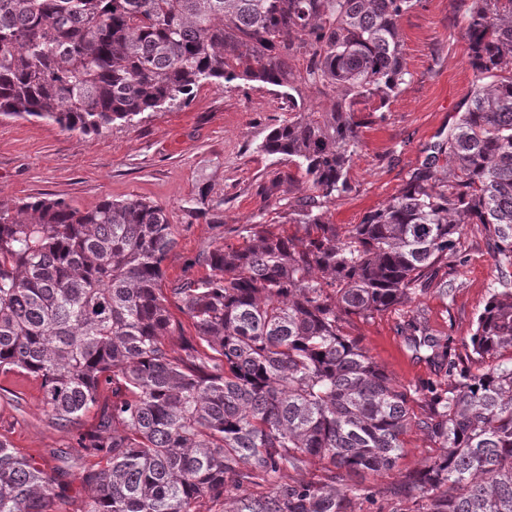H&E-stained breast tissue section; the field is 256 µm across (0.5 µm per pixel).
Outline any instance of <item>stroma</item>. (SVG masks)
I'll list each match as a JSON object with an SVG mask.
<instances>
[{"label":"stroma","mask_w":512,"mask_h":512,"mask_svg":"<svg viewBox=\"0 0 512 512\" xmlns=\"http://www.w3.org/2000/svg\"><path fill=\"white\" fill-rule=\"evenodd\" d=\"M471 0H423L400 19L409 76L383 111L362 112L358 145L347 186L325 208L329 223H361L400 193L431 147L445 138L470 97L474 69L465 35ZM288 117L278 87L237 81L199 88L188 105L149 113L135 125L114 124L84 136L36 119L0 118V202L60 198L83 209L102 200L141 198L163 207L177 246L165 263L167 279L198 276L199 256L215 239L234 242L242 224H282L295 231L298 203L314 190L294 166L261 151L269 130ZM218 205L220 223L199 216L202 204ZM464 263L449 267L448 293L430 289L411 302L357 322L355 333L369 356L396 384L432 381L435 368L415 358L397 331L399 321L424 314L432 332L448 339L459 356L500 272L479 227L462 233ZM0 435L38 463H53V450L76 454L75 436L48 419L39 380L0 373ZM435 454L417 431L393 471L363 476L388 486L419 470Z\"/></svg>","instance_id":"1"}]
</instances>
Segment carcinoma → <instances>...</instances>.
Here are the masks:
<instances>
[{"mask_svg": "<svg viewBox=\"0 0 512 512\" xmlns=\"http://www.w3.org/2000/svg\"><path fill=\"white\" fill-rule=\"evenodd\" d=\"M422 0H0V116L85 136L186 105L209 82L282 88L288 119L261 144L318 192L302 233L244 224L212 241L208 273L165 285L176 246L158 205L0 203V372L40 380L52 423L77 439L83 512H512V0H472L470 103L401 193L339 229L320 201L346 187L357 113L409 75L401 17ZM329 95L324 111L306 93ZM479 224L500 269L469 358L418 313L398 325L444 374L395 384L352 329L434 286ZM194 328L183 335L170 303ZM181 335L177 350L168 339ZM417 402L413 407L411 402ZM418 431L439 453L387 487ZM317 480L289 479L314 462ZM66 472L0 436V512H70ZM268 492L228 496V487Z\"/></svg>", "mask_w": 512, "mask_h": 512, "instance_id": "obj_1", "label": "carcinoma"}]
</instances>
